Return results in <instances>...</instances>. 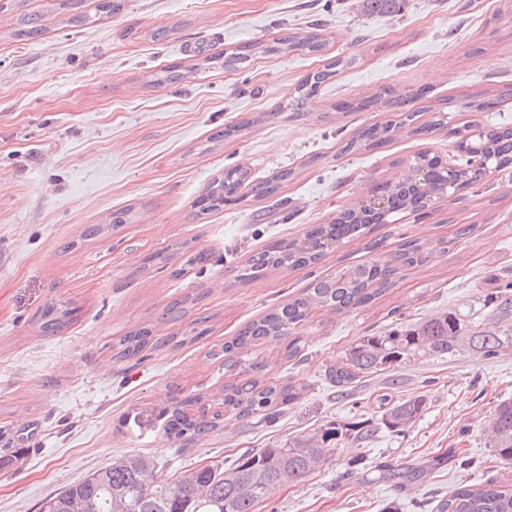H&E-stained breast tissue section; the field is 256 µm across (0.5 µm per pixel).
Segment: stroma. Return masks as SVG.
Masks as SVG:
<instances>
[{
  "label": "stroma",
  "instance_id": "obj_1",
  "mask_svg": "<svg viewBox=\"0 0 512 512\" xmlns=\"http://www.w3.org/2000/svg\"><path fill=\"white\" fill-rule=\"evenodd\" d=\"M96 3L78 0L70 10L62 0H22L21 10L0 11V512H39L46 497L123 454L150 455L172 474L190 464L224 466L331 422H375L384 394L394 402L425 396L407 433L381 432L360 452L339 446L319 471L280 486L254 512H381L392 501L420 512L419 503L460 481H512V467L492 463L483 436L496 405L512 399V353L482 362L421 359L346 390L325 377L358 337L399 319L478 305L493 278L512 279L511 167L495 173L491 187L440 202L430 217L406 213L373 230L368 240L380 241L382 253L415 239L428 261L400 269L393 288L368 305L312 308L297 329L307 351L302 363L282 358V341H256L252 353L269 361L272 378L304 387L274 424L234 421L183 451L153 421L169 397H216L246 378L245 362L223 364L210 357L212 347L301 294L311 275L331 277L370 257L366 240L349 241L312 270L244 284L238 270L253 251L328 223L416 153L456 164L449 127L512 128V9L500 0H407L393 16L363 13L356 0H125L112 17L70 23L71 12L93 14ZM22 11L40 16L43 36L13 38ZM159 29L165 36L157 40ZM285 33L321 34L322 56L192 69L198 58ZM339 54L355 64L321 86L304 111H290L303 77ZM173 63L188 73L151 83L152 73ZM383 87L413 96L417 124L445 111L448 127L401 131L382 148L345 151L362 129L398 120L388 101L341 108ZM491 95L497 109L475 108ZM246 119L243 136L221 138ZM235 164L264 178L292 170L279 192L288 213H277L274 200L247 197L195 219L194 202ZM120 208L132 209L131 223L83 239L86 227ZM201 250L213 256L205 269L189 261ZM161 251L178 278L149 263ZM185 293L200 302L185 320L164 319L165 307ZM55 296L70 301L76 316L65 332L46 336L34 319ZM200 316L209 319L207 336L167 345ZM143 326L162 347L138 361H113V339ZM461 448L465 463L433 470L412 493L378 478L377 466L425 465Z\"/></svg>",
  "mask_w": 512,
  "mask_h": 512
}]
</instances>
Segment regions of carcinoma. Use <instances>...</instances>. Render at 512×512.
<instances>
[{
	"instance_id": "obj_1",
	"label": "carcinoma",
	"mask_w": 512,
	"mask_h": 512,
	"mask_svg": "<svg viewBox=\"0 0 512 512\" xmlns=\"http://www.w3.org/2000/svg\"><path fill=\"white\" fill-rule=\"evenodd\" d=\"M405 0H358L361 11L394 14L401 11ZM41 35L39 18L33 14L20 16L13 36L29 40ZM324 48L319 35L297 40L283 35L262 45L244 44L224 56V67L245 69L257 55L279 56L288 52L318 53ZM355 59L338 57L309 74L298 84L293 109H304L319 87L330 81ZM415 113L403 112L395 124L371 126L349 140L343 150L357 147L378 148L389 142L394 132L409 129V134L428 131L413 126ZM455 146L459 161L454 167L442 164L439 157L419 153L400 174L369 197L340 212L329 224L311 226L299 239H280L254 253L239 274L243 282L268 272L293 270L315 264L329 249L370 232L375 224H392L402 213H427L436 202L459 199V192L478 183L485 176L512 164V129H492L481 138L460 137ZM291 172L257 180L251 171L236 165L224 169V175L212 181L194 204V216L200 218L241 200L239 190L248 188L251 196L262 199L276 194ZM131 219L130 210L112 213L109 223L89 227L86 236L105 230L122 228ZM428 255L416 240L400 245L388 256H378L339 272L333 277L312 279L306 291L274 307L268 314L245 324L232 340L212 352L217 360L227 356L248 354L252 343L264 337L287 340L281 356L291 362L303 360L305 344L292 331L303 322L314 306L334 311L369 304L394 285L395 272L401 267L420 266ZM71 310L49 302L39 317V329L46 335L64 331L70 324ZM208 318L193 321L189 334L174 341V346L192 343L209 328ZM152 341L150 329L138 328L116 338L112 358L133 359ZM478 361L494 360L512 352V280L500 281L494 291L485 295L483 307H469L465 312L450 309L412 324L400 323L385 331L361 336L345 350L342 362L331 367L330 381L336 387H352L363 379L380 374L395 365L425 357L453 360L463 352ZM269 363L252 359L251 377L241 384L224 388L223 409L211 411V405L197 397L196 414L185 411L187 400L169 399L159 406L157 419L163 433L185 447L222 428L235 419L256 418L269 421L295 401L301 388L291 382L267 378ZM426 400L419 395L390 405L379 422L360 421L333 423L318 430L287 440L271 448L240 455L228 467L194 466L171 476L159 472L157 462L143 454L115 457L109 465L92 472L83 480L63 487L42 501L39 512H253L283 483H300L322 465L344 441L356 448L370 443L383 427L401 432L424 411ZM494 456L512 461V401L499 403L486 426ZM427 470L418 467L388 469L380 476L401 491L424 481ZM435 512H512V485L490 477L480 484L458 483L448 496L438 500Z\"/></svg>"
}]
</instances>
